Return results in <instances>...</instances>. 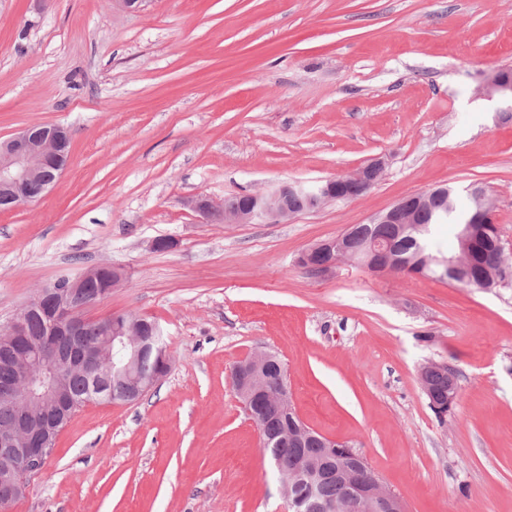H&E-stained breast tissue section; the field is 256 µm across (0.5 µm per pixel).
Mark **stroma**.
Returning a JSON list of instances; mask_svg holds the SVG:
<instances>
[{
  "label": "stroma",
  "instance_id": "obj_1",
  "mask_svg": "<svg viewBox=\"0 0 512 512\" xmlns=\"http://www.w3.org/2000/svg\"><path fill=\"white\" fill-rule=\"evenodd\" d=\"M505 67L512 0H0V138L71 137L56 186L0 210V332L38 288L109 263L126 278L96 315L156 320L172 355L138 403L81 407L7 512H287L229 380L258 349L407 512H512V288L296 263L405 195L474 182L512 261V120L476 94ZM377 155L364 196L282 223L186 204ZM160 237L176 248L151 250ZM431 362L458 374L442 418L419 382Z\"/></svg>",
  "mask_w": 512,
  "mask_h": 512
}]
</instances>
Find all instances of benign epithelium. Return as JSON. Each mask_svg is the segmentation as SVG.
<instances>
[{
    "mask_svg": "<svg viewBox=\"0 0 512 512\" xmlns=\"http://www.w3.org/2000/svg\"><path fill=\"white\" fill-rule=\"evenodd\" d=\"M477 91L491 98L498 96L512 101V74L503 69L492 71L478 86ZM68 133L58 125H30L6 139L0 140V192L29 203L30 188L39 186L40 193L48 192L61 178L67 165L56 169L53 179L44 177L48 160L60 155ZM388 165L384 155L371 158L354 172L319 181L281 183L266 192L247 193L245 203L235 208L216 204L206 198H192L187 205L206 217L224 213L226 224H266L289 220L304 212L316 211L340 199L339 193L351 187L362 196L382 179ZM443 191L435 187L401 197L389 209L377 214L373 224H407L416 210L424 207L429 197ZM352 248L361 256V266L372 272L381 268L374 259L386 255L387 245L373 238L359 241L353 228L320 241L298 257V264L316 276L332 273L340 260L335 254ZM103 281L105 287L79 306L73 298L79 289L90 282ZM124 281L121 269L109 264L90 266L74 277L58 278L38 289L13 318L8 329L0 334V351L10 357L12 372L0 381V401L11 406L17 423L0 427V494L7 499L21 497L27 491V477L39 473L55 447L59 433L74 415V406L65 376L81 369L97 380L118 377L126 386V403L139 401L164 376L162 372L144 375L140 359L147 348H154L157 358L169 366L170 353L161 343V329L153 325V337L132 335L131 328L119 314L93 318L90 312L112 290ZM42 314L57 333L75 337L87 322H97L102 330L101 341L94 351H84L76 359L60 360L53 356L49 346L30 339L28 322L31 315ZM278 372L282 391L289 392L288 373L284 363L268 351H255L234 366L235 391L242 409L252 413L259 394L264 392L260 377L269 370ZM295 429L304 438H315L329 448L323 456L328 471L340 480H348L352 461L367 466L365 457L350 445L330 451L336 440L312 428L303 420L296 421ZM347 512H407L402 497L390 492L376 499L369 492H356L348 500Z\"/></svg>",
    "mask_w": 512,
    "mask_h": 512,
    "instance_id": "benign-epithelium-1",
    "label": "benign epithelium"
}]
</instances>
